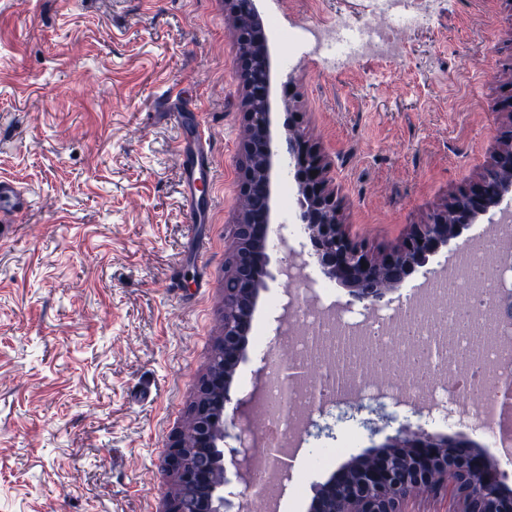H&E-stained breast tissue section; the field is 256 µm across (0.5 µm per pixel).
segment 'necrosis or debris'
<instances>
[{
  "instance_id": "necrosis-or-debris-1",
  "label": "necrosis or debris",
  "mask_w": 512,
  "mask_h": 512,
  "mask_svg": "<svg viewBox=\"0 0 512 512\" xmlns=\"http://www.w3.org/2000/svg\"><path fill=\"white\" fill-rule=\"evenodd\" d=\"M380 24L357 26L345 15L329 22H318L291 32L287 37L289 55L304 53L321 58L338 68L365 57L381 59L401 55L397 31L416 30L428 25L435 0H374ZM497 242L484 234L474 236L473 245L460 253V276L437 282L436 298L413 300L403 307L401 317L379 310L356 320L333 316L324 307L298 304L292 323L301 332L261 336L257 350L268 363V377L253 415L266 425L263 434L268 448L288 443L298 422L312 404L313 388H320L325 400L339 397L372 398L379 393L393 394L412 404L433 403L441 419L455 423L459 416L475 419L487 447L501 445L502 424L494 410L475 402L474 395L486 379L496 374H512V328L497 326L488 318L491 300L500 287L492 260ZM444 336L446 354L437 356L428 378L388 375L382 383L368 378H337L333 361L323 349L336 342L369 339L380 346L401 348L403 336ZM316 363L322 371L316 384L288 379L287 365Z\"/></svg>"
}]
</instances>
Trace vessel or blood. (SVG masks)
<instances>
[{"instance_id":"b4317fda","label":"vessel or blood","mask_w":512,"mask_h":512,"mask_svg":"<svg viewBox=\"0 0 512 512\" xmlns=\"http://www.w3.org/2000/svg\"><path fill=\"white\" fill-rule=\"evenodd\" d=\"M176 123L184 127L186 140L183 164V188L186 214L189 223L203 224L207 221V207L215 201L211 191L215 173L209 165L212 142L200 123L184 126L182 111L172 114ZM34 200L29 190L13 180L0 178V226L10 228L18 219L32 209Z\"/></svg>"}]
</instances>
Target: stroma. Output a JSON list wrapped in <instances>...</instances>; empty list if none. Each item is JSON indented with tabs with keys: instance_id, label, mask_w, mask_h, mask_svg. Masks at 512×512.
<instances>
[{
	"instance_id": "stroma-1",
	"label": "stroma",
	"mask_w": 512,
	"mask_h": 512,
	"mask_svg": "<svg viewBox=\"0 0 512 512\" xmlns=\"http://www.w3.org/2000/svg\"><path fill=\"white\" fill-rule=\"evenodd\" d=\"M276 34L335 15L376 22L372 0H270ZM395 59L342 72L283 64L287 114L329 165L340 219L377 250L426 223L490 164L512 114V0H439ZM237 45L224 0H0V176L35 205L0 240V512H162V466L224 319V258L244 137ZM186 96L214 144L210 223L182 202L180 130L160 97ZM267 251L252 333L290 288ZM340 462L394 434L343 408ZM314 436L281 456L279 512H307L331 467Z\"/></svg>"
}]
</instances>
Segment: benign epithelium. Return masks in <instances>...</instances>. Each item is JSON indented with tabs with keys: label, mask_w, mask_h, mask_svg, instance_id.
Masks as SVG:
<instances>
[{
	"label": "benign epithelium",
	"mask_w": 512,
	"mask_h": 512,
	"mask_svg": "<svg viewBox=\"0 0 512 512\" xmlns=\"http://www.w3.org/2000/svg\"><path fill=\"white\" fill-rule=\"evenodd\" d=\"M265 0H225L226 18L247 14L252 26L266 16ZM272 33L261 34L262 59L238 54L236 73L263 108L244 104L246 128L242 153L263 154L265 211L262 225L246 223L239 211L232 225V244L224 261V326L206 373L190 406L186 428L175 438L165 458L171 477L163 512H256L257 495L250 492L259 462V442H244L252 420L253 395L232 397L231 382L246 358L248 335L260 293L266 288L267 269L252 260L274 223L271 173L276 158L288 156L297 173L301 198L297 223L303 225L324 278L347 288L352 306L376 310L394 302L392 294L406 278L425 265L429 256L458 238L463 229L503 212L512 192V150L499 147L494 163L507 173L495 191L480 177L464 187L461 205L438 212L424 224H415L393 248L375 252L355 241L338 218L336 197L328 185L327 165L288 118L285 140L272 134ZM282 276L297 266L300 254L288 240ZM498 321L512 324V291L501 289L494 299ZM451 493L452 512H512V486L476 440L464 434H433L423 427L401 424L392 436L362 456L341 465L315 491L309 512H403V504L421 496L436 498Z\"/></svg>",
	"instance_id": "1"
}]
</instances>
